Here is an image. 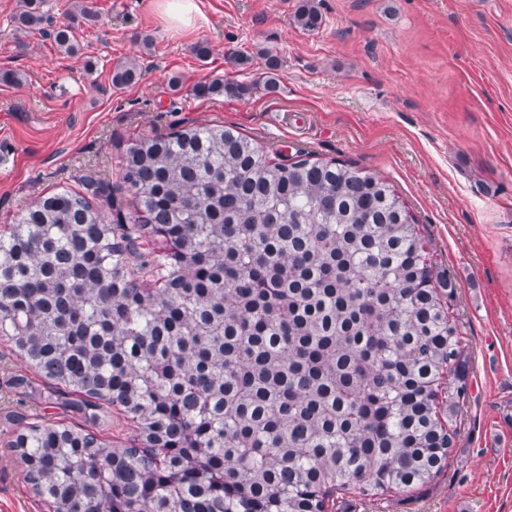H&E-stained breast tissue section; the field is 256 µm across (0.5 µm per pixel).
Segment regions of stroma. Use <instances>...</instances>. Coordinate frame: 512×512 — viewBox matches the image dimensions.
I'll return each instance as SVG.
<instances>
[{
  "instance_id": "1",
  "label": "stroma",
  "mask_w": 512,
  "mask_h": 512,
  "mask_svg": "<svg viewBox=\"0 0 512 512\" xmlns=\"http://www.w3.org/2000/svg\"><path fill=\"white\" fill-rule=\"evenodd\" d=\"M300 3L199 0L203 22L175 30L158 0H42L55 25L84 6L99 16L68 55L16 28L22 0H0V225L82 173L118 181L120 145L190 125H232L272 158L302 151L385 179L435 274L451 277L468 371L458 444L434 484L352 497L348 512H512V0H314V31L295 24ZM263 48L282 60L274 93L193 95L215 77L252 83ZM127 59L142 76L113 88ZM29 370L0 340V512H47L6 446L19 432L6 379Z\"/></svg>"
}]
</instances>
